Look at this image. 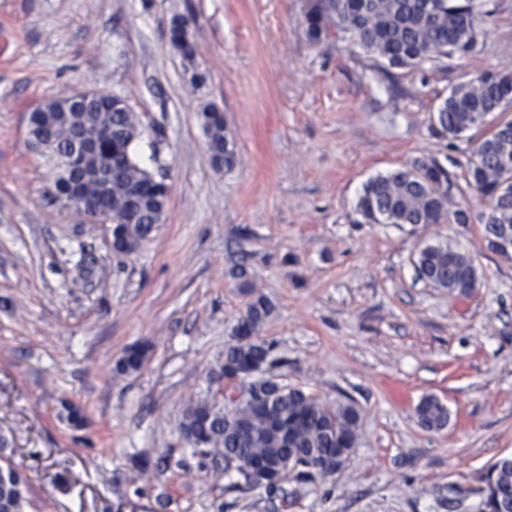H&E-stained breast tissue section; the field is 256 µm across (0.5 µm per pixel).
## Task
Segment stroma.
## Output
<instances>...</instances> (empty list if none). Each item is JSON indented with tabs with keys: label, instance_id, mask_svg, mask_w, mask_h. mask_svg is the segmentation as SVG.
Listing matches in <instances>:
<instances>
[{
	"label": "stroma",
	"instance_id": "obj_1",
	"mask_svg": "<svg viewBox=\"0 0 512 512\" xmlns=\"http://www.w3.org/2000/svg\"><path fill=\"white\" fill-rule=\"evenodd\" d=\"M304 6L0 0V437L28 477L25 512H479L481 474L512 454V258L477 222L355 213L372 177L465 163L467 138L434 135L429 113L454 84L512 72V0H496L476 50L446 71L389 75L335 31L309 39ZM177 18L193 59L170 41ZM85 90L128 100L136 159L168 175L164 222L128 255L52 201L54 172L26 141L36 105ZM210 107L235 141L232 168L207 152ZM435 242L472 258L470 296L418 280L416 254ZM82 249L92 273L76 264ZM239 263L274 307L259 336L286 360L281 382L360 411L342 469L288 481L284 499L230 490L179 433L244 310ZM137 343L144 365L117 373ZM427 396L448 409L437 432L415 413ZM169 450L184 467L133 464Z\"/></svg>",
	"mask_w": 512,
	"mask_h": 512
}]
</instances>
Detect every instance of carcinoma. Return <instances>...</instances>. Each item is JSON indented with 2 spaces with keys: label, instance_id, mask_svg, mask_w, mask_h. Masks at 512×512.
Instances as JSON below:
<instances>
[{
  "label": "carcinoma",
  "instance_id": "cac0c4a2",
  "mask_svg": "<svg viewBox=\"0 0 512 512\" xmlns=\"http://www.w3.org/2000/svg\"><path fill=\"white\" fill-rule=\"evenodd\" d=\"M495 14L494 0H307L306 33L318 39L330 28L349 38L370 54L384 70L412 72L424 64L444 70L445 60L464 56L478 44L480 26ZM171 43L186 54L185 24L176 19ZM498 121L486 130L487 118ZM431 129L456 138L467 131L483 135L476 140L463 174L458 176L434 159H418L409 165L369 179L355 210L365 224H469L473 215L455 202L464 188L487 199L490 210L482 214L484 238L490 250L509 258L512 243L497 247L490 241L493 225L512 226V73L489 72L481 80L452 86L429 115ZM33 131L54 135L57 157L69 153V131L77 126L86 140L99 143L92 155L81 161L79 187L86 204L102 203L108 209L114 231L130 249H137L162 223L168 193L163 180L134 156V143L141 135L140 120L129 102L118 95L80 104L62 112H33ZM203 130L212 162L227 169L236 163L235 142L226 128L224 113L212 107L203 112ZM415 267L433 288L459 297L470 296L478 283L477 269L466 254L446 243L427 244L417 254ZM237 288L249 297L232 336H246L224 350V363L208 374L207 381L224 378V386L247 384L248 392L262 397L231 403L234 419L225 418L226 404L209 396L189 405L179 425L183 436L193 435L203 447H191V455L205 466L224 464L230 487L253 490L247 465L255 459L275 462L292 459L286 472L299 483L327 478L319 467L334 448L353 450L358 442L359 413L350 403L330 405L317 396L280 382L269 368L285 361L274 355V346L261 340L259 329L272 312L270 302L254 295L244 267L233 274ZM147 348H129L117 363L120 372L138 370ZM419 423L428 430H441L448 410L439 399L426 397L416 406ZM474 489L480 497V512H497L501 499H512V456L493 462ZM27 480L20 469L0 475V512H24Z\"/></svg>",
  "mask_w": 512,
  "mask_h": 512
}]
</instances>
